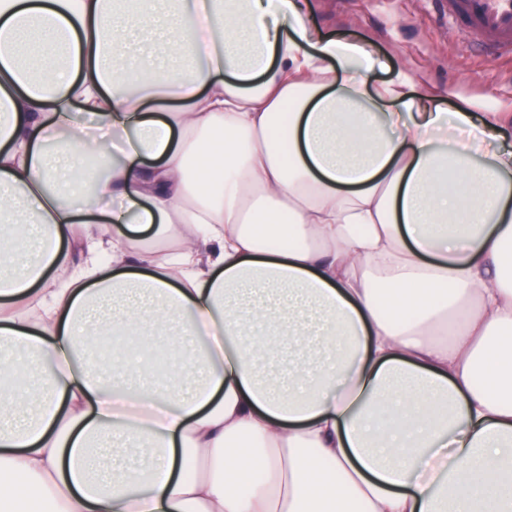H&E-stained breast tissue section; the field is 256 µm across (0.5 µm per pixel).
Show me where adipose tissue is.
<instances>
[{
    "mask_svg": "<svg viewBox=\"0 0 512 512\" xmlns=\"http://www.w3.org/2000/svg\"><path fill=\"white\" fill-rule=\"evenodd\" d=\"M134 20L0 0V512H512L506 118L302 0ZM155 326L161 381L88 347Z\"/></svg>",
    "mask_w": 512,
    "mask_h": 512,
    "instance_id": "ef3b65f1",
    "label": "adipose tissue"
}]
</instances>
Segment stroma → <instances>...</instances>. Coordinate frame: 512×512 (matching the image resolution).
<instances>
[{
  "label": "stroma",
  "mask_w": 512,
  "mask_h": 512,
  "mask_svg": "<svg viewBox=\"0 0 512 512\" xmlns=\"http://www.w3.org/2000/svg\"><path fill=\"white\" fill-rule=\"evenodd\" d=\"M305 16L325 36L372 44L370 83L405 72L443 109L466 102L480 119L512 110V54L474 47L448 0H307Z\"/></svg>",
  "instance_id": "35a3bbf8"
}]
</instances>
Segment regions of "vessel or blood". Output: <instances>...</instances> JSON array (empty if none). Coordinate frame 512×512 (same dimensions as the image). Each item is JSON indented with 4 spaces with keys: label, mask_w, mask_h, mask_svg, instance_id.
Segmentation results:
<instances>
[{
    "label": "vessel or blood",
    "mask_w": 512,
    "mask_h": 512,
    "mask_svg": "<svg viewBox=\"0 0 512 512\" xmlns=\"http://www.w3.org/2000/svg\"><path fill=\"white\" fill-rule=\"evenodd\" d=\"M448 13L465 23L485 52L512 51V0H449Z\"/></svg>",
    "instance_id": "b4317fda"
}]
</instances>
